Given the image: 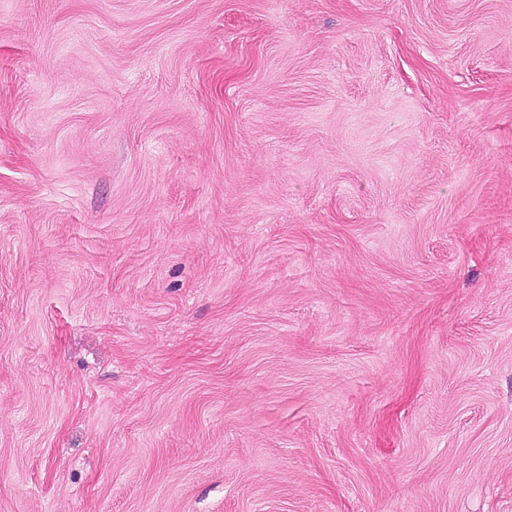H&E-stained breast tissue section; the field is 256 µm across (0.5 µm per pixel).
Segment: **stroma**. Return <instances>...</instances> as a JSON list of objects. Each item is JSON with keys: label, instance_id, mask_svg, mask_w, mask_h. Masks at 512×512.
Instances as JSON below:
<instances>
[{"label": "stroma", "instance_id": "stroma-1", "mask_svg": "<svg viewBox=\"0 0 512 512\" xmlns=\"http://www.w3.org/2000/svg\"><path fill=\"white\" fill-rule=\"evenodd\" d=\"M0 512H512V0H0Z\"/></svg>", "mask_w": 512, "mask_h": 512}]
</instances>
